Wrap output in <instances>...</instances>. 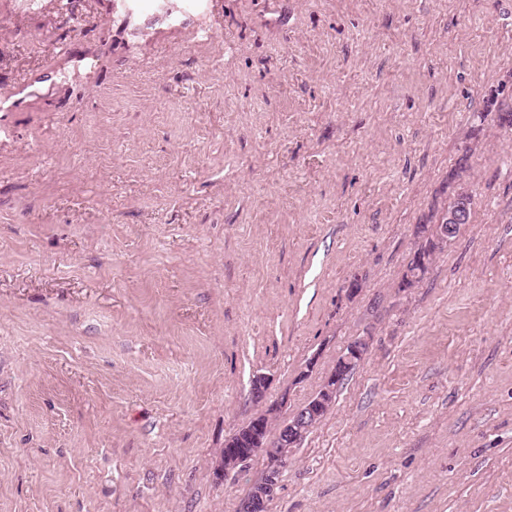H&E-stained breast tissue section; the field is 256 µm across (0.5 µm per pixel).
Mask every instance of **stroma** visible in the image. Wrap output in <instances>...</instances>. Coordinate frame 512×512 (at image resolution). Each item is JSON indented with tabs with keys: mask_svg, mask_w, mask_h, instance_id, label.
<instances>
[{
	"mask_svg": "<svg viewBox=\"0 0 512 512\" xmlns=\"http://www.w3.org/2000/svg\"><path fill=\"white\" fill-rule=\"evenodd\" d=\"M510 110L512 0H0V512H237L363 336L268 512H512ZM469 210V196L466 193L458 195L452 207L448 208L445 220L437 225V238L440 242L447 241L448 237H454V235L449 236L448 229L455 233L460 224H467ZM437 248V244L433 243L431 240L426 241V244L422 246L415 254L414 257L410 260L408 267H407V273L405 274L402 283L401 288H410L413 286V284L421 279L429 270L432 262H433V255L435 253V250ZM427 262V266L425 267V272L423 273L422 277L419 279H416L418 273L419 267L422 265L423 261ZM354 367L345 373L341 382L339 374L328 375L321 389L304 405L297 408L287 423L279 425L276 430L269 431V423L273 420L272 412L255 417L245 428L253 448L246 442V438L238 448H236L237 443L233 440L224 444L222 459L224 475L238 463L259 452L264 453L269 460V466L261 482L241 501L240 512H260L267 505L269 499L274 497L279 486L283 464L288 462L293 449L299 445L302 436L316 426L323 413L332 406L338 386L343 383ZM242 448H248V451L243 453L244 449Z\"/></svg>",
	"mask_w": 512,
	"mask_h": 512,
	"instance_id": "35a3bbf8",
	"label": "stroma"
}]
</instances>
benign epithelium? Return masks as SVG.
Listing matches in <instances>:
<instances>
[{
    "label": "benign epithelium",
    "mask_w": 512,
    "mask_h": 512,
    "mask_svg": "<svg viewBox=\"0 0 512 512\" xmlns=\"http://www.w3.org/2000/svg\"><path fill=\"white\" fill-rule=\"evenodd\" d=\"M469 210V196L465 193L458 195L452 207L448 208L445 220L437 225L438 240L447 241L448 230L455 231L459 225L467 223ZM368 350V338L361 337L352 341L348 346V353L342 359V368H349L364 359ZM339 383L340 375L335 373L328 375L321 389L304 405L297 408L287 423L279 425L274 431L269 430L271 414L265 413L255 417L245 428L252 444V448L248 451L245 452L237 447V443L233 440L224 444L222 465L226 472L259 452L264 453L269 460V466L261 482L241 501L239 512H261L269 499L274 497L279 486L283 464L288 462L302 436L316 426L323 413L332 406Z\"/></svg>",
    "instance_id": "benign-epithelium-1"
}]
</instances>
